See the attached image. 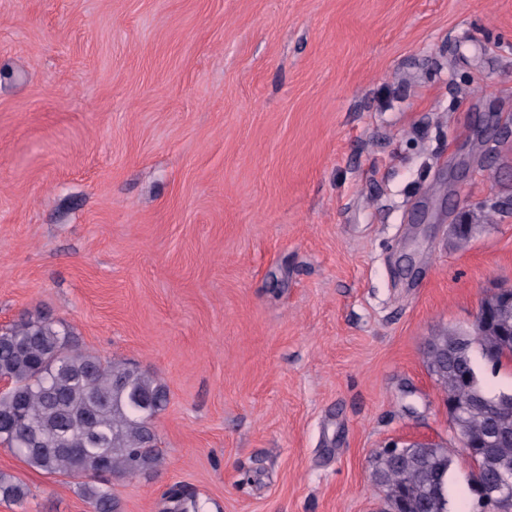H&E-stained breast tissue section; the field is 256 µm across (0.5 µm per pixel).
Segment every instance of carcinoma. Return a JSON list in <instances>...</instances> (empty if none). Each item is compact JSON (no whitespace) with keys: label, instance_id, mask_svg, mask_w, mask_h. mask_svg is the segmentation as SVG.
I'll use <instances>...</instances> for the list:
<instances>
[{"label":"carcinoma","instance_id":"1","mask_svg":"<svg viewBox=\"0 0 512 512\" xmlns=\"http://www.w3.org/2000/svg\"><path fill=\"white\" fill-rule=\"evenodd\" d=\"M484 320L470 330L430 337L423 359L446 396L455 433L475 469L474 503L483 512V483L512 486V393L490 395L473 366V345L493 363L512 356V289L483 298ZM0 442L30 468L48 475H137L160 465L154 420L168 403L167 387L124 362L79 348L72 332L47 315L24 316L0 328ZM448 450L408 444L395 454L378 452L372 480L385 489L383 512H448ZM27 488L0 473V497L21 500ZM92 512H121L101 482L80 485ZM166 512H198L196 500L177 492Z\"/></svg>","mask_w":512,"mask_h":512}]
</instances>
